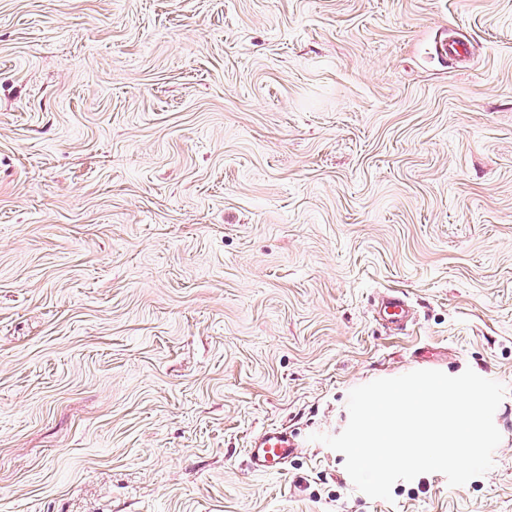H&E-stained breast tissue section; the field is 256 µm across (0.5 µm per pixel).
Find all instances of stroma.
<instances>
[{
  "mask_svg": "<svg viewBox=\"0 0 512 512\" xmlns=\"http://www.w3.org/2000/svg\"><path fill=\"white\" fill-rule=\"evenodd\" d=\"M414 367L502 441L372 499L313 436ZM0 512H512V0H0ZM377 313L386 324L402 328L409 320L410 305L403 295L391 292L380 298ZM298 448L284 428L268 427L252 440L247 456L254 471L267 473L296 456Z\"/></svg>",
  "mask_w": 512,
  "mask_h": 512,
  "instance_id": "35a3bbf8",
  "label": "stroma"
}]
</instances>
